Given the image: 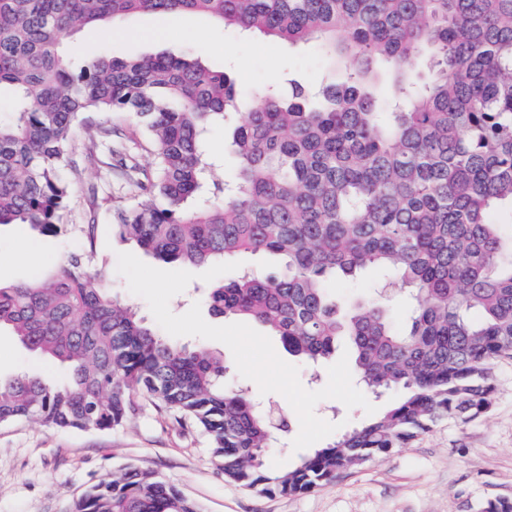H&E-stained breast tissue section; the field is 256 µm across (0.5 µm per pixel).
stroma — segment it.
<instances>
[{"instance_id":"stroma-1","label":"stroma","mask_w":512,"mask_h":512,"mask_svg":"<svg viewBox=\"0 0 512 512\" xmlns=\"http://www.w3.org/2000/svg\"><path fill=\"white\" fill-rule=\"evenodd\" d=\"M78 59L106 50L124 56L161 51H192L211 67L232 73L242 92L294 74L318 84L325 76L318 48L292 46L261 35L243 37L200 15H133L120 27L88 30L67 44ZM119 179L86 169L74 184L67 220L85 223L90 195L107 197ZM111 210L97 215L93 266L112 281V291L150 316L147 302L132 294L117 271V255L131 251L115 234ZM31 239L39 245L33 259L17 258L13 245ZM79 234L67 238L38 235L25 224L0 227V279L28 280L35 271L50 272L52 262L81 249ZM180 345L203 346L223 357L225 382L248 388L263 402L287 407L280 394H260L255 382L239 375L230 349L223 343L194 336L179 337ZM39 376L60 382L64 372L24 349L8 330L0 331V374ZM496 385L492 408L481 419L442 423L407 447L344 472L336 481L299 496H270L226 481L213 465L205 436L174 430L158 408L148 405L123 427L105 430H62L38 423L0 424V512H71L91 485L138 467L156 472L176 485L203 512H477L488 498L512 500V359L493 366Z\"/></svg>"}]
</instances>
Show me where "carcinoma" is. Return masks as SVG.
<instances>
[{"label": "carcinoma", "mask_w": 512, "mask_h": 512, "mask_svg": "<svg viewBox=\"0 0 512 512\" xmlns=\"http://www.w3.org/2000/svg\"><path fill=\"white\" fill-rule=\"evenodd\" d=\"M141 13L204 15L245 35L318 45L328 77L237 94L224 70L188 52L110 53L78 73L72 34ZM0 225L69 233L72 176L119 164L134 195L117 210L121 238L165 262L282 260L210 289L211 311L253 320L292 357L316 363L344 336L358 382L400 398L383 415L286 470L269 465V411L224 384V360L172 343L112 294L83 251L47 276L0 283V329L65 366L64 383L0 378V424L114 429L152 402L172 427L209 441L224 479L297 495L333 481L442 421L476 420L495 396L492 365L512 357V0H0ZM120 113L143 136L144 167L124 148L97 153ZM235 117L232 181L208 182L209 133ZM87 152H74L81 135ZM508 208L506 223L492 219ZM379 268L406 290L342 308L336 277ZM72 512H200L152 471L132 468L89 488ZM478 512H512L489 498Z\"/></svg>", "instance_id": "carcinoma-1"}]
</instances>
